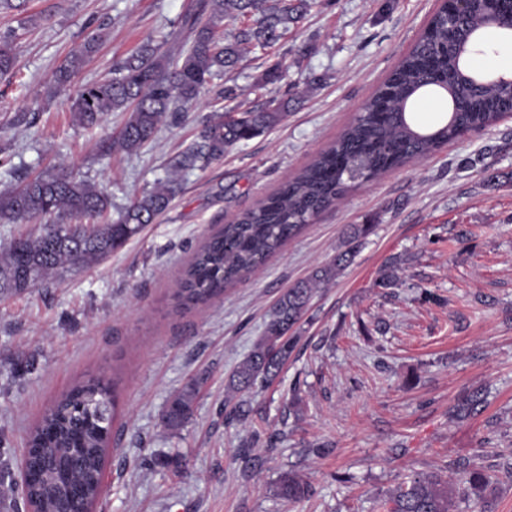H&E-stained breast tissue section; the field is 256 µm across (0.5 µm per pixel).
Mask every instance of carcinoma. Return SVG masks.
<instances>
[{
  "instance_id": "carcinoma-1",
  "label": "carcinoma",
  "mask_w": 512,
  "mask_h": 512,
  "mask_svg": "<svg viewBox=\"0 0 512 512\" xmlns=\"http://www.w3.org/2000/svg\"><path fill=\"white\" fill-rule=\"evenodd\" d=\"M310 0H201L181 26L193 34L191 45L174 58L148 40L116 62L114 77L85 85L74 103L75 121L97 126L116 110L128 113L112 146L136 154L167 120L192 109L213 81L233 73L244 50L272 48L288 25L305 18ZM483 17L480 0L465 16L469 42L458 51L442 45L448 16L438 11L397 67L373 92L365 111L336 141L291 180L256 207L213 231L184 267L175 293L182 310L205 304L224 293L295 238L319 214L351 190L345 172L361 164L360 182H372L389 170L421 160L460 137L465 130L492 125L512 111V82L485 88L473 67L476 56L492 46L477 40ZM242 22L235 39L224 43L217 29L224 20ZM100 36L89 35L55 70L59 87L70 84L82 64L98 49ZM15 35L0 34V76L18 65ZM448 72V114L430 132L411 116L416 101L429 94L437 76ZM288 116V101L272 99L259 109L219 110L207 116L197 140L174 159L165 178L112 211L110 196L96 183L65 167L28 179L0 193V222H41L39 233L18 237L0 251V296L18 295L72 269L89 268L121 248L169 206L184 174L224 157L242 141L257 137ZM371 224H352L346 249L330 262L288 287L276 303L264 332L232 374L228 388L246 393L271 383L298 344L296 326L306 315L319 286L328 284L351 262ZM403 258L392 255L375 283L382 289L399 281ZM196 391L188 387L166 407L162 420L181 430L193 414ZM116 415V387L90 376L63 394L42 415L28 441L32 481L22 491L33 512H87L104 494L101 476ZM454 480L440 472L418 473L397 485L380 504L382 512H453L464 493L486 501L496 487L483 466L464 463ZM310 493L302 478L286 474L279 495L301 501Z\"/></svg>"
}]
</instances>
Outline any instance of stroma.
<instances>
[{"label": "stroma", "instance_id": "35a3bbf8", "mask_svg": "<svg viewBox=\"0 0 512 512\" xmlns=\"http://www.w3.org/2000/svg\"><path fill=\"white\" fill-rule=\"evenodd\" d=\"M193 0H23L0 8L18 67L0 76V191L65 166L106 189L114 207L165 178L170 160L221 110L288 96L279 125L189 172L169 209L107 259L0 297V466L18 470L31 429L88 375L115 381L118 416L94 512H375L413 474L490 467L492 512H512V118L350 191L234 287L206 305L174 307L178 279L208 233L294 176L354 119L362 101L418 39L437 0H316L267 51L249 49L232 100L201 94L138 154L105 151L126 115L86 130L72 105L86 84L146 39L175 54ZM97 52L57 89V65L90 33ZM287 68L260 85L275 62ZM33 112L14 127V113ZM371 225L353 263L313 298L279 378L238 397L231 373L251 352L289 285L343 248L348 225ZM404 259L399 288L375 283ZM189 424L161 413L190 382ZM469 418L453 419L463 396ZM245 401V422L227 415ZM180 455L179 468L165 460ZM306 480L298 504L284 473ZM279 495L288 501H301L310 493L308 482L297 475L285 474L279 483Z\"/></svg>", "mask_w": 512, "mask_h": 512}]
</instances>
